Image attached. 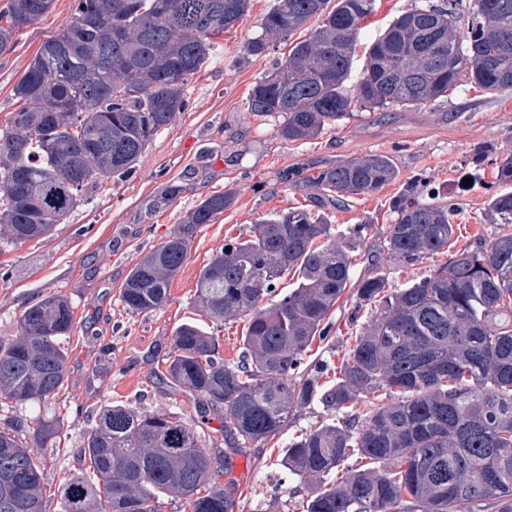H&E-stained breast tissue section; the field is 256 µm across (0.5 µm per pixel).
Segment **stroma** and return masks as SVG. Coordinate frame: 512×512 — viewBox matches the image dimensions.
Masks as SVG:
<instances>
[{"label":"stroma","mask_w":512,"mask_h":512,"mask_svg":"<svg viewBox=\"0 0 512 512\" xmlns=\"http://www.w3.org/2000/svg\"><path fill=\"white\" fill-rule=\"evenodd\" d=\"M278 0H249L238 27L218 39L212 58L188 82L185 111L175 113L167 128L147 147L135 173L108 179L77 209L56 225L49 238L14 246L0 241V338L16 335L25 307L60 292L69 297L74 328L64 347L69 379L49 405L63 422L56 441L40 454L47 461V512H61L58 487L86 471L78 450L104 404L165 411L195 418L202 447L214 459L221 484L230 486L235 512H300L296 479L278 461L295 433L322 425V409L311 405L270 441L246 448L224 442L217 419L201 422L203 406L184 390L164 380L162 372L173 333L196 315L194 285L200 269L225 238L249 234L261 220L312 203L320 189L317 172L367 154L389 156L396 180L369 195L329 207L325 216L334 231L348 233L368 225L355 242L354 279L369 270L383 233L394 220L393 201L410 185L424 181L428 191L448 193L456 202L455 246L491 239L497 225L484 208L500 191L492 167L474 170L479 150L512 149V91L490 93L465 84L451 96L411 108L355 113L318 137L298 142L278 135L280 120L248 110L249 92L290 43L278 41L266 55L244 58V43L259 35L264 16ZM74 0H55L51 13L20 32L15 49L0 55V130L20 107L13 88L40 44L66 28ZM291 183H284V172ZM471 185H464V178ZM229 191L233 204L212 223L201 225L187 259L173 279L163 308L134 314L121 300L129 270L184 223L205 197ZM356 301L346 289L328 312L331 331L314 340L307 361L340 365L362 331L348 316Z\"/></svg>","instance_id":"1"}]
</instances>
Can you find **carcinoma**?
<instances>
[{"label": "carcinoma", "instance_id": "cac0c4a2", "mask_svg": "<svg viewBox=\"0 0 512 512\" xmlns=\"http://www.w3.org/2000/svg\"><path fill=\"white\" fill-rule=\"evenodd\" d=\"M466 34L454 33L462 0H418L395 17L365 52L352 78L361 23L376 0H279L262 34L243 47L265 54L309 20L271 74L258 80L248 109L282 117L285 142L316 137L369 109L421 106L468 82L512 90V0H476ZM55 0H7L0 8V53L18 32L48 15ZM72 23L43 41L13 88L22 107L0 132V238L22 244L54 226L106 178L136 168L154 137L188 106L185 87L214 52V39L240 24L249 0H74ZM97 138L88 155L89 135ZM498 182L512 183V149L495 158ZM383 154L318 172L336 203L395 180ZM230 192L200 201L186 223L128 272L121 298L134 313L169 301L197 229L231 206ZM387 257L412 266L447 251L457 207L410 188L393 204ZM498 235L448 255L430 275L391 290L379 272L358 281L359 304L378 306L336 377L304 362L325 339L327 313L352 279L350 245L366 225L336 235L324 214L294 208L233 237L202 267L195 302L212 322L248 317L243 363L220 357L215 338L195 321L173 335L164 378L217 413L233 448L280 434L316 403L330 423L288 443L282 466L307 496L304 512H512V192L487 201ZM297 275L286 294L275 289ZM74 325L69 298L49 294L23 310L18 334L0 339V400L47 404L68 380L63 340ZM384 389L391 402L360 416L361 394ZM62 430L45 412L7 417L0 428V512H45V468L38 449ZM81 456L92 475L61 489L63 512H158L168 493L191 512H234L214 477L213 458L194 425L163 412L104 405ZM358 455L366 464H348Z\"/></svg>", "mask_w": 512, "mask_h": 512}]
</instances>
